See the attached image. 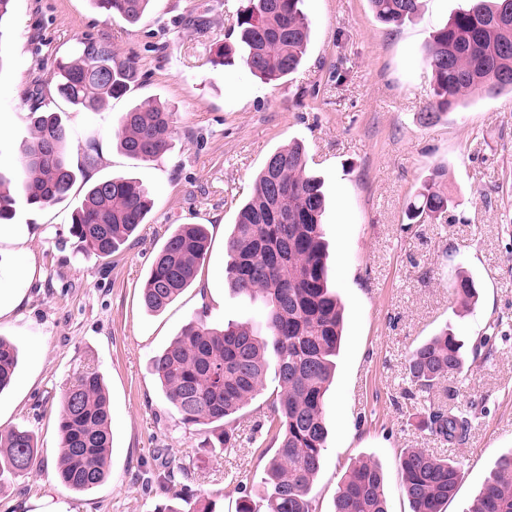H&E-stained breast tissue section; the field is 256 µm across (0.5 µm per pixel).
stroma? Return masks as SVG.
<instances>
[{
  "instance_id": "35a3bbf8",
  "label": "stroma",
  "mask_w": 512,
  "mask_h": 512,
  "mask_svg": "<svg viewBox=\"0 0 512 512\" xmlns=\"http://www.w3.org/2000/svg\"><path fill=\"white\" fill-rule=\"evenodd\" d=\"M468 5L420 0L416 16L395 27L377 21L368 0H303L312 28L304 60L274 86L215 61L235 38L240 0H155L134 24L91 0H13L0 26V172L19 166L18 147L31 136L26 96L38 83L70 130L73 161L95 139L112 152L97 176L142 180L153 207L135 238L99 259L69 233L83 183L50 207L17 202L15 223L37 232V272L22 305L0 320V336L20 353L14 382L0 393V429L30 430L45 464L56 463L59 402L80 374L96 371L111 401L112 459L109 480L87 492L46 470L2 482L0 512H154L161 478L178 466L190 468L194 498L222 495L223 512H235L239 494L260 499L266 460L251 438L275 375L240 412L237 446L214 450L167 404L150 360L191 320L220 326L257 317L224 281L222 229L268 156L297 140L324 183L329 278L344 307L326 393L329 435L310 492L316 512H332L342 476L361 460L382 468L390 512H410L398 469L404 448L457 462L463 479L446 512H467L497 459L512 452V92H473L428 126L418 114L432 95L424 47ZM87 34L142 66L139 85L97 112L69 108L51 83L53 61L72 55ZM146 101L172 112L175 136L161 160L138 165L118 151L115 133L124 112ZM438 166L458 203L457 222L408 223V201ZM178 224L206 225L210 249L194 285L152 313L141 289ZM464 275L481 292L472 309L449 291ZM444 327L466 346H483L477 370L433 394L468 417L460 443L424 430V402L407 374L412 349Z\"/></svg>"
}]
</instances>
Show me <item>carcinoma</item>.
<instances>
[{
    "label": "carcinoma",
    "instance_id": "carcinoma-1",
    "mask_svg": "<svg viewBox=\"0 0 512 512\" xmlns=\"http://www.w3.org/2000/svg\"><path fill=\"white\" fill-rule=\"evenodd\" d=\"M153 0H93L107 15L134 24ZM302 0H247L237 13L242 65L267 83L285 80L300 66L310 39ZM376 19L400 25L416 15L419 0H369ZM79 50L53 66L55 91L72 108L98 111L110 98L125 93L140 77L138 60L123 56L112 44L84 38ZM424 64L431 74V99L420 120L431 124L462 104L475 90L489 97L512 89V0H471L435 32L426 46ZM31 138L20 145L14 178L0 174V224L13 218V195L30 205L64 201L78 178L97 162L95 141L87 143L83 161L73 165L70 132L60 115L46 109L43 89L29 91ZM173 113L161 105H140L125 112L116 132L117 147L143 164L164 156L172 145ZM304 147L295 143L267 159L250 198L240 207L225 239L229 288L261 306L268 338L248 321L229 320L212 327L189 322L152 359L165 400L181 423L196 426L205 443L217 440L233 448L238 413L263 389L265 372L274 363L280 390L269 402L265 435L273 449L262 477L265 510L249 496L239 498L236 512H315L309 497L321 471L328 438L325 393L333 377L343 330V311L328 284L322 217L321 180L307 170ZM446 171L433 169L406 206L410 223L454 212ZM150 191L134 178H104L91 184L72 212L71 234L86 251L108 258L146 223ZM204 224H181L154 255L141 291L143 305L160 312L194 284L209 250ZM452 293L476 304L472 280L462 277ZM463 343L442 329L418 345L409 358L411 382L431 395L445 381L468 374ZM18 366V349L0 337V391ZM423 427L445 440H459L467 420L433 401ZM57 430L60 457L56 475L67 488L87 491L110 475L112 415L100 375L85 374L61 399ZM32 433L23 427L0 430V481L41 469ZM398 468L411 512H445L462 480L458 464L426 448H405ZM155 512H216V501H195L184 511L172 504ZM332 512H389L381 467L372 461L352 466L344 475ZM469 512H512V453L498 459Z\"/></svg>",
    "mask_w": 512,
    "mask_h": 512
}]
</instances>
